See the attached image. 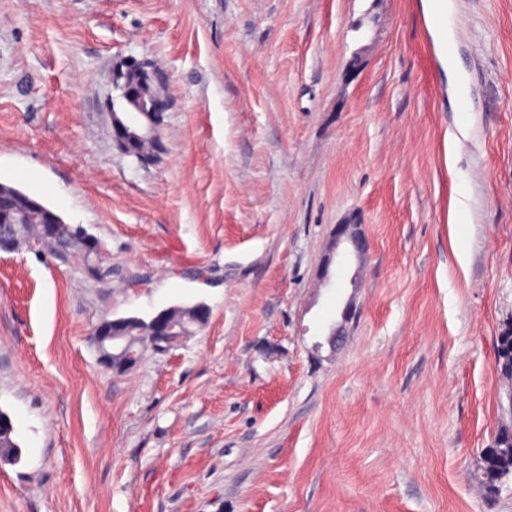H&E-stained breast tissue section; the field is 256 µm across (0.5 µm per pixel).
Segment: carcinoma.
<instances>
[{"instance_id":"cac0c4a2","label":"carcinoma","mask_w":512,"mask_h":512,"mask_svg":"<svg viewBox=\"0 0 512 512\" xmlns=\"http://www.w3.org/2000/svg\"><path fill=\"white\" fill-rule=\"evenodd\" d=\"M0 219L5 223L15 224V232L20 241L32 240L47 251L48 255L63 265H68L73 258L81 256L74 246L63 243L65 223L54 227L42 223L40 209L48 208L43 201L31 196L23 190L9 184L0 186ZM23 215H31L33 219L18 224L16 219ZM172 317L180 323L184 335L189 336L199 325L195 317V306H174L169 308ZM126 335L132 339H144L152 335L150 322L133 317L126 324ZM498 356L497 371L507 380H512V328L502 330L495 342ZM512 472V425L503 424L499 428L490 447L481 450L478 472L480 482L488 494L500 490V483L494 476L502 472Z\"/></svg>"}]
</instances>
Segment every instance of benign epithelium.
Here are the masks:
<instances>
[{
	"instance_id": "obj_1",
	"label": "benign epithelium",
	"mask_w": 512,
	"mask_h": 512,
	"mask_svg": "<svg viewBox=\"0 0 512 512\" xmlns=\"http://www.w3.org/2000/svg\"><path fill=\"white\" fill-rule=\"evenodd\" d=\"M111 83L116 95L108 96L104 105L110 117L115 147L126 154L133 144L158 140L166 112L172 108L167 94L169 75L148 61L122 57L113 63ZM72 240L86 257L93 259L99 255L98 239L82 227L73 229ZM342 247L347 248L355 259L362 260L369 250V242L357 225H336L323 260L321 281H330V267ZM352 312L353 302L349 300L341 312V320L330 328V347H337L345 335ZM121 322L120 318L104 319L93 331L100 362L107 368L112 367V361L123 356L128 347L126 337L113 332V328ZM151 322L155 332L149 337L148 343L142 345V350L150 349L157 353L168 351L169 337L174 335L168 310L154 314Z\"/></svg>"
}]
</instances>
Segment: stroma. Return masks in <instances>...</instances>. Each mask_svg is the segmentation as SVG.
<instances>
[{
	"label": "stroma",
	"mask_w": 512,
	"mask_h": 512,
	"mask_svg": "<svg viewBox=\"0 0 512 512\" xmlns=\"http://www.w3.org/2000/svg\"><path fill=\"white\" fill-rule=\"evenodd\" d=\"M452 11L451 71L424 0H0V182L111 272L0 252V512H512L473 479L512 421V0ZM120 55L170 75L147 168L112 146ZM351 218L370 250L323 285ZM197 303L101 364L102 319ZM197 305L198 304L190 306H174L169 308L172 317L176 318L180 323L184 336L191 335L200 327L197 321L204 326L209 318V309L205 304L198 305L195 317V308ZM498 356L497 371L507 380H512V328L507 325L495 342Z\"/></svg>",
	"instance_id": "1"
}]
</instances>
